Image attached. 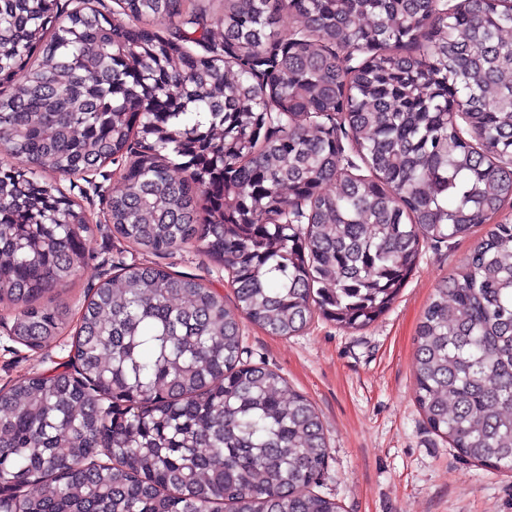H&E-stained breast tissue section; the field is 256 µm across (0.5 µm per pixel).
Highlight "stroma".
<instances>
[{
	"mask_svg": "<svg viewBox=\"0 0 512 512\" xmlns=\"http://www.w3.org/2000/svg\"><path fill=\"white\" fill-rule=\"evenodd\" d=\"M489 227L467 236L423 243L420 262L392 308L360 331L317 318L298 335L275 336L243 322L253 360L263 361L317 408L328 439L326 468L316 486L341 512H512V472L461 457L437 437L415 401L416 336L440 280L456 276ZM93 261L54 301L71 321L41 348L14 340L7 327L16 309L0 305V390L42 373L73 353L75 321L91 287L111 275L117 257L154 263L153 254L96 230ZM170 270L200 279L233 304L223 266L190 247L165 258Z\"/></svg>",
	"mask_w": 512,
	"mask_h": 512,
	"instance_id": "obj_1",
	"label": "stroma"
}]
</instances>
